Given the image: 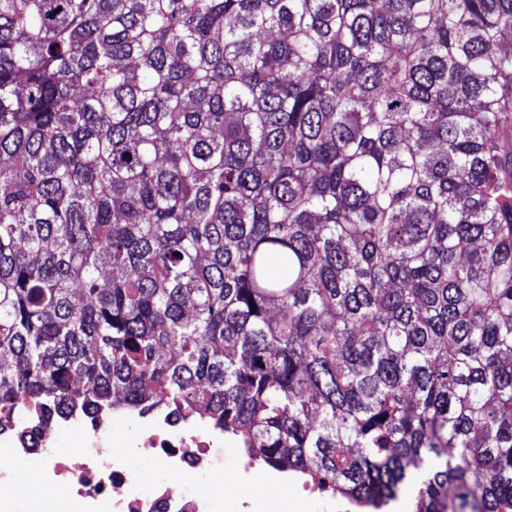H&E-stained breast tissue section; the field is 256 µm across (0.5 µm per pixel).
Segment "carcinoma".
<instances>
[{"mask_svg": "<svg viewBox=\"0 0 512 512\" xmlns=\"http://www.w3.org/2000/svg\"><path fill=\"white\" fill-rule=\"evenodd\" d=\"M118 395L512 512V0H0V431Z\"/></svg>", "mask_w": 512, "mask_h": 512, "instance_id": "cac0c4a2", "label": "carcinoma"}]
</instances>
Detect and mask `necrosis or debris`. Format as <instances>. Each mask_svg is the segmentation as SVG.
Returning a JSON list of instances; mask_svg holds the SVG:
<instances>
[{
	"instance_id": "1",
	"label": "necrosis or debris",
	"mask_w": 512,
	"mask_h": 512,
	"mask_svg": "<svg viewBox=\"0 0 512 512\" xmlns=\"http://www.w3.org/2000/svg\"><path fill=\"white\" fill-rule=\"evenodd\" d=\"M141 421L124 410L112 420L74 412L30 427L18 442L0 434V512H42L38 498L19 495L23 470L55 489V512H216L224 500L223 434L165 412L152 416L150 430H142ZM63 433L75 455L60 452ZM119 443L124 452H116ZM17 445L25 450L21 468L12 453ZM129 448L151 451V494H144L141 472L128 463Z\"/></svg>"
}]
</instances>
